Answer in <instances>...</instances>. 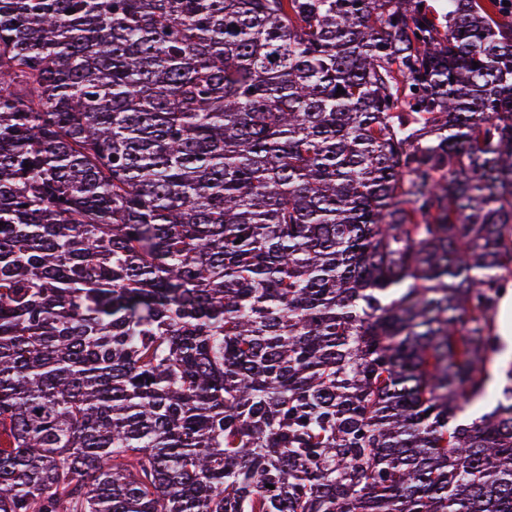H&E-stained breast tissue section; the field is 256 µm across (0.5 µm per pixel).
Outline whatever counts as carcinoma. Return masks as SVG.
Returning a JSON list of instances; mask_svg holds the SVG:
<instances>
[{"label":"carcinoma","mask_w":512,"mask_h":512,"mask_svg":"<svg viewBox=\"0 0 512 512\" xmlns=\"http://www.w3.org/2000/svg\"><path fill=\"white\" fill-rule=\"evenodd\" d=\"M447 2L0 0V512H512V7Z\"/></svg>","instance_id":"cac0c4a2"}]
</instances>
